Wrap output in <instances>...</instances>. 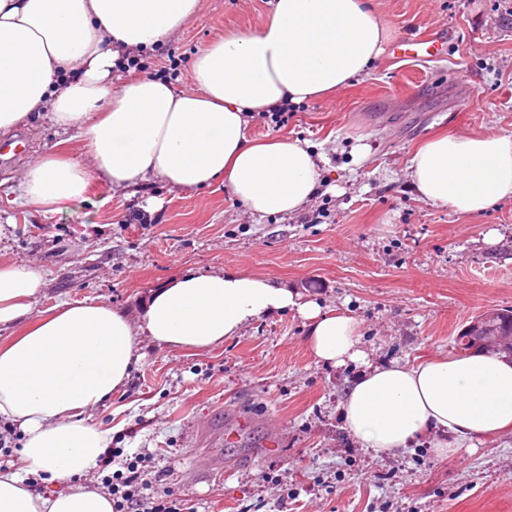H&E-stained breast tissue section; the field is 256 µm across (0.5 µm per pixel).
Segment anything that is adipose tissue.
I'll return each instance as SVG.
<instances>
[{"label":"adipose tissue","mask_w":512,"mask_h":512,"mask_svg":"<svg viewBox=\"0 0 512 512\" xmlns=\"http://www.w3.org/2000/svg\"><path fill=\"white\" fill-rule=\"evenodd\" d=\"M199 0H0V129L44 111L77 132L85 162L52 153L20 185L21 204L56 213L85 201L90 178L135 189L224 184L258 217L300 212L320 188L323 155L285 137H250L248 116L300 104L367 74L388 31L362 0H275L262 30L200 52L193 90L138 77L112 84L125 51H153ZM423 201L475 216L512 200V135L427 141L406 168ZM44 277L0 262V419L22 436L20 464L0 465V512H112L83 477L112 445L96 414L128 381L142 341L206 352L283 311L306 322L317 362L366 368L338 406L360 447L397 453L431 437L438 455L512 429V361L473 354L369 363L358 323L245 271H204L155 291L138 323L98 299L37 308ZM53 485L29 486V477Z\"/></svg>","instance_id":"1"}]
</instances>
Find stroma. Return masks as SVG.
<instances>
[{
    "instance_id": "35a3bbf8",
    "label": "stroma",
    "mask_w": 512,
    "mask_h": 512,
    "mask_svg": "<svg viewBox=\"0 0 512 512\" xmlns=\"http://www.w3.org/2000/svg\"><path fill=\"white\" fill-rule=\"evenodd\" d=\"M392 40L452 27L444 61L392 62L293 106L287 121L251 122L256 138L288 137L327 159L322 185L297 215L258 218L223 185L183 192L156 181L129 191L92 181L59 213L21 207L20 182L61 130L42 113L0 130L27 156L0 163V259L43 274L39 308L98 298L137 318L150 293L197 270H242L322 308L353 315L372 362L455 356L452 339L488 308L512 309V200L479 216L418 198L412 154L438 133L512 135V19L502 0H368ZM272 0H199L180 29L145 56L148 75L192 90L195 57L226 33L253 35ZM369 147L353 163V146ZM306 323L284 312L203 353L143 345V359L100 421L112 427L106 475L128 460L193 512H512V432L440 457L425 440L397 454L360 448L338 411L358 367L316 362ZM278 434L282 453L267 451Z\"/></svg>"
}]
</instances>
